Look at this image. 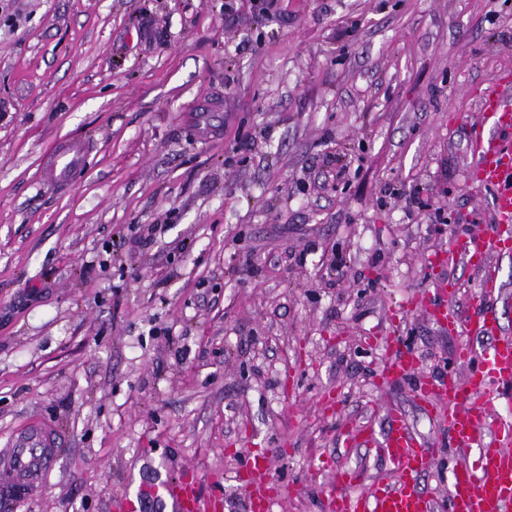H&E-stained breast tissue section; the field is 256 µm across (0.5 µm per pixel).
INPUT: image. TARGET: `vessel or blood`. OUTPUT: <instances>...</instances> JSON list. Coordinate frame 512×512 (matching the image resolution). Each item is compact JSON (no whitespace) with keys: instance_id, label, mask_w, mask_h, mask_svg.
<instances>
[{"instance_id":"vessel-or-blood-1","label":"vessel or blood","mask_w":512,"mask_h":512,"mask_svg":"<svg viewBox=\"0 0 512 512\" xmlns=\"http://www.w3.org/2000/svg\"><path fill=\"white\" fill-rule=\"evenodd\" d=\"M484 120L495 133L484 136L475 131L472 138L471 170L475 179L494 197L495 226L492 242L483 236L456 234L448 241V262L465 261L480 275L484 297H492L498 273L491 265V253L512 252V77L495 76L480 100ZM85 154L80 142H69L56 149L48 173L58 183H68ZM455 294L452 281L435 283L434 302L427 315L438 322L448 320V306ZM477 335L490 337L492 346L481 366L465 379L448 376L424 388L425 403L437 423L461 448H477L474 463H460L452 473L448 512H512V421L498 412L503 391H512V336L504 333L494 306H484L470 325ZM416 368L411 351L393 349L382 378L392 382L405 378ZM344 441L351 447L375 448L387 462L391 478L380 479L363 494L353 493L358 473L343 469L336 474V495L329 512H433V500L418 487L420 475L431 468L435 455L410 430L396 408L386 411L382 437L373 431L351 428ZM53 430L34 423L11 436L0 446V498L12 501L41 492L54 467L56 453ZM247 462L238 474L250 512H270L275 495L265 475L268 450L247 449ZM149 498L169 503L170 512H223L220 497L204 498L194 474L159 479L148 490Z\"/></svg>"}]
</instances>
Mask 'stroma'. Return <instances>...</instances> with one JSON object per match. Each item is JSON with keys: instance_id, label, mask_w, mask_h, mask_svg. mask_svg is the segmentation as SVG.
<instances>
[{"instance_id": "1", "label": "stroma", "mask_w": 512, "mask_h": 512, "mask_svg": "<svg viewBox=\"0 0 512 512\" xmlns=\"http://www.w3.org/2000/svg\"><path fill=\"white\" fill-rule=\"evenodd\" d=\"M512 73V0H0V443L59 438L45 490L0 512H118L157 474L247 512L244 449L272 448L271 512H327L336 467L388 473L344 428L457 372L420 303L452 233L492 232L466 165L479 97ZM89 150L69 185L46 162ZM419 359L382 384L384 346Z\"/></svg>"}]
</instances>
